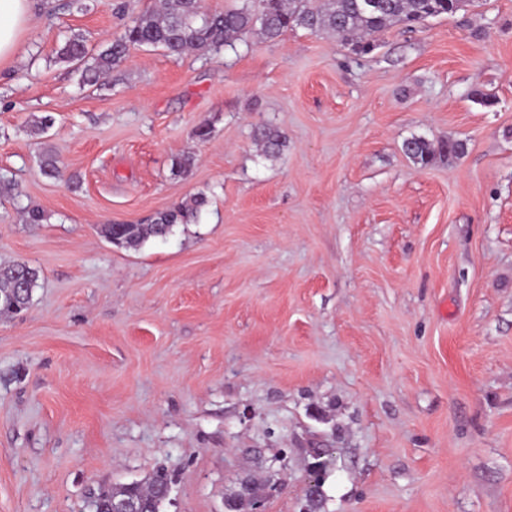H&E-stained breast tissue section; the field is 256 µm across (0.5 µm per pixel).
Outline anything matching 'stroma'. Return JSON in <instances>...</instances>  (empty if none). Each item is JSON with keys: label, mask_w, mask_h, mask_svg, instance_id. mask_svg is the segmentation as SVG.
Returning a JSON list of instances; mask_svg holds the SVG:
<instances>
[{"label": "stroma", "mask_w": 512, "mask_h": 512, "mask_svg": "<svg viewBox=\"0 0 512 512\" xmlns=\"http://www.w3.org/2000/svg\"><path fill=\"white\" fill-rule=\"evenodd\" d=\"M127 3L157 0H34L0 62V268L40 271L0 316V512H91L160 466L163 512H228L254 476L278 485L265 512H512V0L365 56L301 28L134 49L80 87L59 46L120 36ZM414 136L466 150L423 167ZM198 193L197 222L139 250L103 233ZM254 140L267 158H276L286 142V136L277 128L259 127L254 131Z\"/></svg>", "instance_id": "1"}]
</instances>
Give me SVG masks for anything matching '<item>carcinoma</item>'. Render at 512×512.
Masks as SVG:
<instances>
[{"mask_svg":"<svg viewBox=\"0 0 512 512\" xmlns=\"http://www.w3.org/2000/svg\"><path fill=\"white\" fill-rule=\"evenodd\" d=\"M466 0H326L311 6L305 0H242V4L222 12H207L201 0H163L159 9L137 14L105 48L93 53L86 37L76 33L57 51V58L80 72L81 83L95 85L101 76L119 65L131 49L160 47L171 55L188 51L218 52L236 49V41L254 30L267 40L302 28L312 33H331L351 46L357 55H367L377 48V37L393 25L412 27L430 18L453 15ZM254 140L267 158L280 154L286 136L280 130L263 126L254 131ZM465 144L450 139L434 146L423 137L404 143L405 154L422 166L440 156L463 154ZM42 171L53 178L62 176L58 158L45 152L39 158ZM207 205L204 195L187 198L180 204L155 214L148 224H109L104 228L109 241L127 250H137L151 237L164 238L177 224L199 219ZM40 272L27 262L0 268V316L18 314L32 301ZM170 484L168 474L157 470L144 480L103 489L94 497L100 512H110L112 495H125L140 503L141 512H161L164 489Z\"/></svg>","mask_w":512,"mask_h":512,"instance_id":"1","label":"carcinoma"}]
</instances>
